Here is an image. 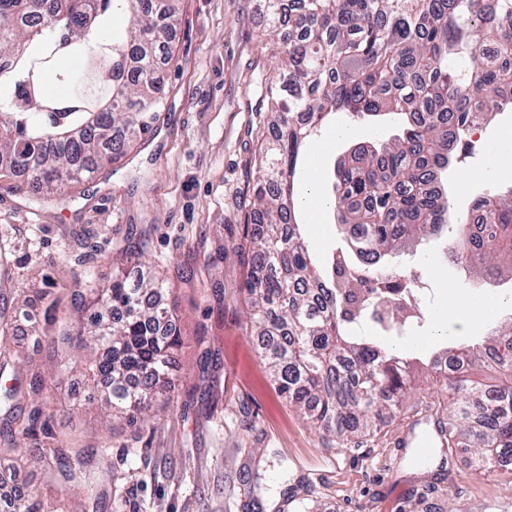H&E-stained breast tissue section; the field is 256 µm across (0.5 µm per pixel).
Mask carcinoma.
<instances>
[{
  "instance_id": "1",
  "label": "carcinoma",
  "mask_w": 512,
  "mask_h": 512,
  "mask_svg": "<svg viewBox=\"0 0 512 512\" xmlns=\"http://www.w3.org/2000/svg\"><path fill=\"white\" fill-rule=\"evenodd\" d=\"M294 4L285 30L284 0H263L265 36L278 59L276 81L264 82L274 134L260 149L252 214L263 227L251 237L243 290L278 393L318 430L348 438L400 408L406 362L350 328L370 313L391 338L420 320L415 309L389 300L417 288L415 279L393 275L392 262L450 227L449 261L476 277L512 274V188L480 196L456 215L438 183L452 162L451 140L465 141L473 124L490 123L504 90H512V0ZM118 12L129 20L123 36L110 34ZM178 21L177 0L155 11L149 0H0V88H7L0 91V166L49 196L94 173L105 157L122 155L123 135L148 132L163 104L156 49ZM71 57L84 58L86 69H68ZM48 70L63 95L46 96ZM337 113L396 114L402 133L333 167V211L354 258L340 249L322 265L304 235L298 187L303 147ZM65 289L121 315L92 337L112 350L93 371L112 380L104 408L140 418L160 394L169 353L181 346L175 332L154 338L167 311L143 298L159 284L132 286L121 266L106 288L85 279ZM78 313L58 296L44 313L55 327L50 362L63 366L72 350L88 347L73 326ZM12 336V315L0 307V368L11 358ZM492 352L508 381L490 400L468 372ZM448 358V447L473 449L481 473H512V316L480 345L449 343ZM0 396L5 428L20 422L24 398L27 422L35 423L41 375L26 390L4 386ZM82 464V449L72 446L53 457L66 482Z\"/></svg>"
}]
</instances>
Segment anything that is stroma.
Here are the masks:
<instances>
[{
  "label": "stroma",
  "mask_w": 512,
  "mask_h": 512,
  "mask_svg": "<svg viewBox=\"0 0 512 512\" xmlns=\"http://www.w3.org/2000/svg\"><path fill=\"white\" fill-rule=\"evenodd\" d=\"M181 21L159 64L166 88L152 129L116 163L102 165L59 195L17 192L0 171V305L38 314L46 283L112 281L121 251L141 254L130 278L153 272L182 345L165 378L178 402L156 403L150 422H105V393L85 362L60 370L46 362L45 339L18 321L13 362L42 369L46 402L29 434L0 429V452L25 457L4 473L14 492L38 494L44 512H512V477L476 471L469 449H447L450 395L436 372L417 368L400 411L378 433L348 444L319 434L277 392L246 318V268L231 246L247 243L263 131L260 79L273 71L262 43L267 20L259 0H179ZM347 129L346 137L336 135ZM399 131L398 121L337 115L303 153L332 169L354 146ZM504 165L486 167L489 156ZM456 210L492 189L512 186V110L484 126L470 150L442 176ZM437 241L403 257L432 287L425 316L396 344L426 359L444 344L439 325L453 304L479 316L482 335L512 308V281L489 286L443 258ZM213 354L197 366V338ZM74 420L85 459L76 482L45 476L43 456ZM429 438L427 456L417 444Z\"/></svg>",
  "instance_id": "stroma-1"
}]
</instances>
